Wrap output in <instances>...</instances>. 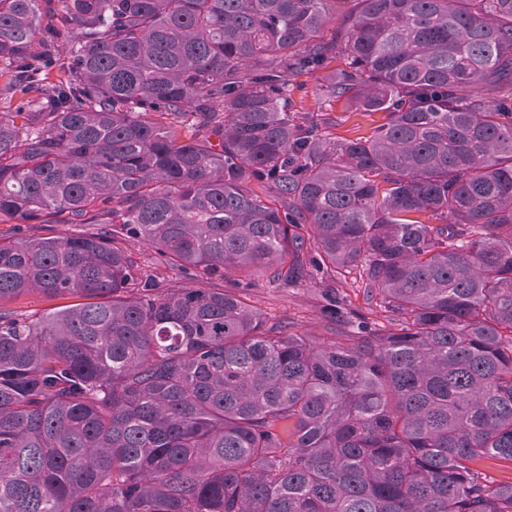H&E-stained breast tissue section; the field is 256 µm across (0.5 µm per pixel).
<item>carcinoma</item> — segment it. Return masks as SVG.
<instances>
[{"instance_id": "1", "label": "carcinoma", "mask_w": 512, "mask_h": 512, "mask_svg": "<svg viewBox=\"0 0 512 512\" xmlns=\"http://www.w3.org/2000/svg\"><path fill=\"white\" fill-rule=\"evenodd\" d=\"M338 52L368 137L292 108ZM0 72V301H63L0 311V512H512V0H0ZM24 233L27 235H40L46 233V228L51 229L54 234L76 235L86 232L92 228L82 226V224H23L21 225ZM51 226V227H46ZM115 245L131 253L145 271L153 274L160 288H179L182 286L224 288L223 279H206V277L193 281L185 279L180 270L166 264L153 248L138 240L118 238ZM336 280L344 288L352 304L366 311L370 323L376 324V327L380 329H387L394 325L388 317V313L379 305L378 298L375 297L373 300H369L370 297L367 296V289L358 269L352 267L336 273ZM251 303L273 322L288 319L292 331L310 336H330L320 313L318 291L314 284L278 288L267 280L261 281L251 293ZM63 301H50L38 295H25L5 300L1 303L2 309L18 311L27 315L41 314Z\"/></svg>"}]
</instances>
